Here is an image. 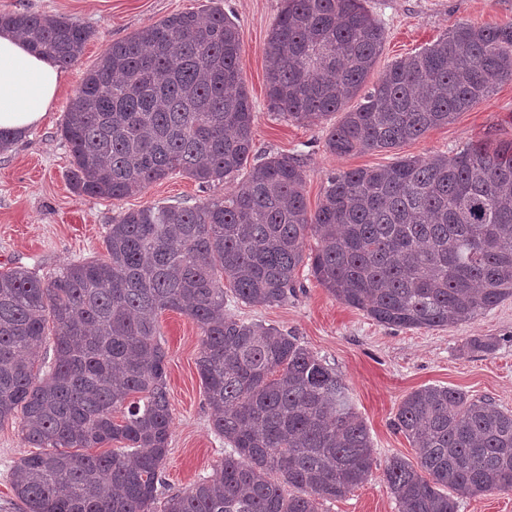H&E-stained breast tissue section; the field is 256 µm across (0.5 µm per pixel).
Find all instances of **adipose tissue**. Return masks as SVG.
I'll return each mask as SVG.
<instances>
[{
  "instance_id": "ef3b65f1",
  "label": "adipose tissue",
  "mask_w": 512,
  "mask_h": 512,
  "mask_svg": "<svg viewBox=\"0 0 512 512\" xmlns=\"http://www.w3.org/2000/svg\"><path fill=\"white\" fill-rule=\"evenodd\" d=\"M64 74L9 33H0V131L40 124L54 105Z\"/></svg>"
}]
</instances>
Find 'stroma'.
I'll list each match as a JSON object with an SVG mask.
<instances>
[{"mask_svg":"<svg viewBox=\"0 0 512 512\" xmlns=\"http://www.w3.org/2000/svg\"><path fill=\"white\" fill-rule=\"evenodd\" d=\"M365 5L385 28L379 59L383 65L418 52L459 23L512 21V0H366ZM216 6L239 27L244 86L256 111L254 159L283 154L301 158L309 209H316L328 176L336 172L382 167L407 156H450L472 142L512 139L509 80L452 122L395 150L331 154L325 147L326 132L339 122V115L300 124L274 118L267 110L264 49L281 0H0V14L64 15L93 32L78 62L65 68L63 86L46 120L0 152V271L21 267L42 278L53 276L70 263L104 258L105 228L121 212L154 204L193 205L230 191L224 182L202 188L188 177L173 175L119 200L80 196L67 181L70 155L60 135L69 98L83 72L109 44L170 15ZM296 280L294 294L282 304L252 306L231 298L226 312L298 336L341 375L355 411L369 429L376 468L346 497L321 502L320 512H398L383 469L393 456L417 459L416 448L393 425L405 395L425 385L448 386L491 397L512 411V298L458 325L396 329L336 301L308 268H300ZM158 332L167 352L172 412L169 451L158 488V497L164 500L210 476L224 457L225 444L212 427L196 369L198 324L166 311L158 318ZM476 336L496 338V351L473 349L470 341ZM30 451L20 418L0 424V512H23L12 488V471Z\"/></svg>","mask_w":512,"mask_h":512,"instance_id":"1","label":"stroma"}]
</instances>
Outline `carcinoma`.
<instances>
[{
	"label": "carcinoma",
	"mask_w": 512,
	"mask_h": 512,
	"mask_svg": "<svg viewBox=\"0 0 512 512\" xmlns=\"http://www.w3.org/2000/svg\"><path fill=\"white\" fill-rule=\"evenodd\" d=\"M2 28L60 67L92 37L30 11L0 14ZM384 41L364 0H283L266 44L268 111L309 124L341 112L331 153L390 151L512 80L509 22L461 23L372 81ZM240 57L223 10L173 14L108 45L66 106L79 195L121 199L177 174L236 185L194 206L120 213L104 260L47 280L0 272V423L22 414L38 449L14 466L26 512H156L172 424L166 310L201 329L197 371L231 449L161 512H318L371 473L369 431L335 368L289 333L224 313L227 292L279 305L305 263L336 300L398 329L467 322L512 297V139L332 174L311 212L301 159L251 163L256 114ZM49 329L41 378L35 351ZM395 426L419 449L417 464L394 456L384 470L399 512H458L460 497L512 491V411L492 399L424 386ZM112 441L126 451L89 452Z\"/></svg>",
	"instance_id": "carcinoma-1"
}]
</instances>
